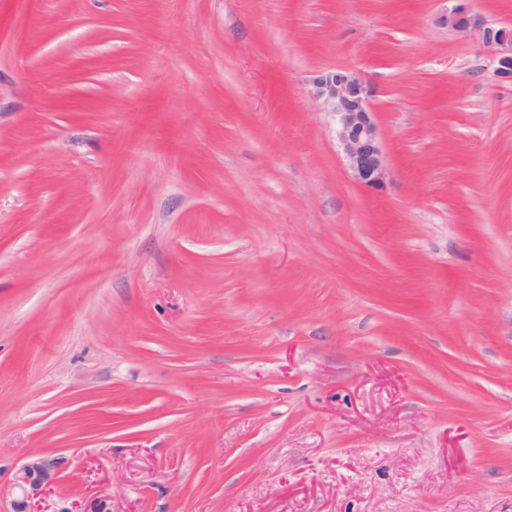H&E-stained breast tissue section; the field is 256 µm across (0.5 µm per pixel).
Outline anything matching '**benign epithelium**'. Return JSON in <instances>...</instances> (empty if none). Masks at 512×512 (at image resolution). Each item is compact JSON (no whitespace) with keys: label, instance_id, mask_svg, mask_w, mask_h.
<instances>
[{"label":"benign epithelium","instance_id":"benign-epithelium-1","mask_svg":"<svg viewBox=\"0 0 512 512\" xmlns=\"http://www.w3.org/2000/svg\"><path fill=\"white\" fill-rule=\"evenodd\" d=\"M440 22L456 32L479 30L483 43L496 58L495 76L502 83L512 84V27L486 26L461 6L443 14ZM310 85L312 97L335 118L337 138L354 179L371 189L383 187L387 169L373 119L372 86L343 68L316 73ZM61 465L58 458L41 457L20 469L13 483L22 495L17 512H40L37 503L49 491Z\"/></svg>","mask_w":512,"mask_h":512}]
</instances>
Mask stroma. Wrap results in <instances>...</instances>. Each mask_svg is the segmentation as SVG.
Wrapping results in <instances>:
<instances>
[{
  "label": "stroma",
  "mask_w": 512,
  "mask_h": 512,
  "mask_svg": "<svg viewBox=\"0 0 512 512\" xmlns=\"http://www.w3.org/2000/svg\"><path fill=\"white\" fill-rule=\"evenodd\" d=\"M451 6L0 0V512L37 457L44 512H512V84ZM312 97L336 121V133L354 179L371 189L383 187L387 169L373 119L372 86L343 68L325 69L310 81Z\"/></svg>",
  "instance_id": "stroma-1"
}]
</instances>
